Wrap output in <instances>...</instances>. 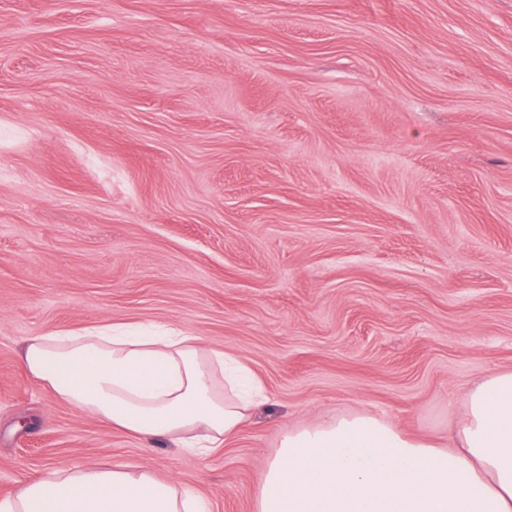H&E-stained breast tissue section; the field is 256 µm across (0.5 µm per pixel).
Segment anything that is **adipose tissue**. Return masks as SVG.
Returning a JSON list of instances; mask_svg holds the SVG:
<instances>
[{"label": "adipose tissue", "mask_w": 512, "mask_h": 512, "mask_svg": "<svg viewBox=\"0 0 512 512\" xmlns=\"http://www.w3.org/2000/svg\"><path fill=\"white\" fill-rule=\"evenodd\" d=\"M27 373L78 411L207 456L267 392L245 360L182 328L112 325L28 337ZM437 448L366 412L284 430L257 512H512V372H490ZM0 512H211L188 487L122 463L28 477Z\"/></svg>", "instance_id": "1"}]
</instances>
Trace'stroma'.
Masks as SVG:
<instances>
[{
  "label": "stroma",
  "instance_id": "35a3bbf8",
  "mask_svg": "<svg viewBox=\"0 0 512 512\" xmlns=\"http://www.w3.org/2000/svg\"><path fill=\"white\" fill-rule=\"evenodd\" d=\"M108 323L242 355L197 456L79 413L24 340ZM512 372V0H0V499L127 463L256 512L282 431L447 445Z\"/></svg>",
  "mask_w": 512,
  "mask_h": 512
}]
</instances>
